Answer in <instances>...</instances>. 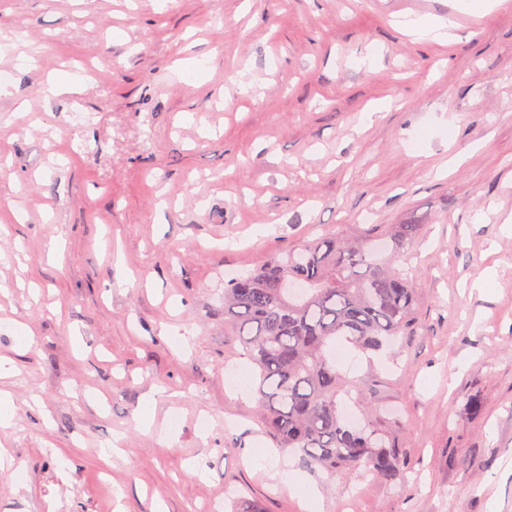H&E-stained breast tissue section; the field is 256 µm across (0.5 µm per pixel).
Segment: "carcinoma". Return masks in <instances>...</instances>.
Masks as SVG:
<instances>
[{"mask_svg":"<svg viewBox=\"0 0 512 512\" xmlns=\"http://www.w3.org/2000/svg\"><path fill=\"white\" fill-rule=\"evenodd\" d=\"M420 230L386 224L355 239L330 234L224 282V324L259 372L266 432L332 477L362 467L391 486L402 475L387 433L366 417L352 424L343 416L344 395L364 411L369 404L336 368V344L379 350L406 330L414 293L394 262Z\"/></svg>","mask_w":512,"mask_h":512,"instance_id":"cac0c4a2","label":"carcinoma"}]
</instances>
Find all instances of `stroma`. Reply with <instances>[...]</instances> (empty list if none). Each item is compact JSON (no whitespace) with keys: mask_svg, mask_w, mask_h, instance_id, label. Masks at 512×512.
<instances>
[{"mask_svg":"<svg viewBox=\"0 0 512 512\" xmlns=\"http://www.w3.org/2000/svg\"><path fill=\"white\" fill-rule=\"evenodd\" d=\"M0 33V512H303L284 469L319 512H512V0H0ZM374 224L421 227L412 321L338 363L397 486L275 451L225 384V278ZM399 24L416 39L440 43L448 40V25L440 19L425 21L420 18H405Z\"/></svg>","mask_w":512,"mask_h":512,"instance_id":"stroma-1","label":"stroma"}]
</instances>
